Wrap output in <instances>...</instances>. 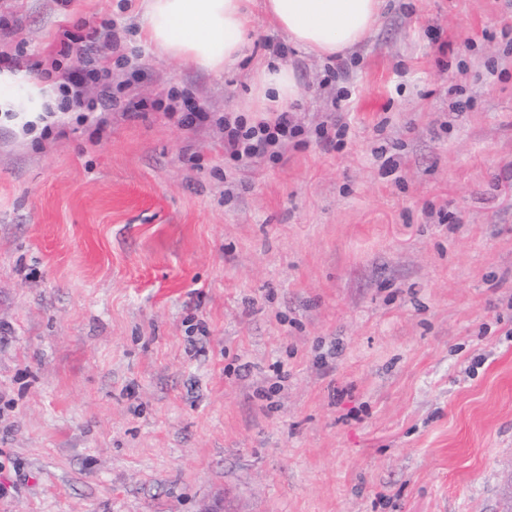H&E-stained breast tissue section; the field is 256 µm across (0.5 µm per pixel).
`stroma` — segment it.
Returning a JSON list of instances; mask_svg holds the SVG:
<instances>
[{"label": "stroma", "mask_w": 512, "mask_h": 512, "mask_svg": "<svg viewBox=\"0 0 512 512\" xmlns=\"http://www.w3.org/2000/svg\"><path fill=\"white\" fill-rule=\"evenodd\" d=\"M110 20L109 83L206 118L0 123V512H512V0H387L337 63L257 9L219 76L128 0H0V73ZM263 60L305 134L240 169ZM335 119L331 120L330 124L323 122L316 129V137L321 139L327 143H333L336 141V144H342L343 138L347 134L348 124L343 121L342 113L336 112ZM333 131V136H331V132Z\"/></svg>", "instance_id": "1"}]
</instances>
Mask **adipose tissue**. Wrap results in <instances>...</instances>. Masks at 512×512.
<instances>
[{"label": "adipose tissue", "instance_id": "ef3b65f1", "mask_svg": "<svg viewBox=\"0 0 512 512\" xmlns=\"http://www.w3.org/2000/svg\"><path fill=\"white\" fill-rule=\"evenodd\" d=\"M252 0H141V23L149 45L219 75L245 51ZM276 29L305 53L337 58L371 34L384 0H263ZM250 105L258 112H284L299 95L293 68L263 63L251 73Z\"/></svg>", "mask_w": 512, "mask_h": 512}]
</instances>
